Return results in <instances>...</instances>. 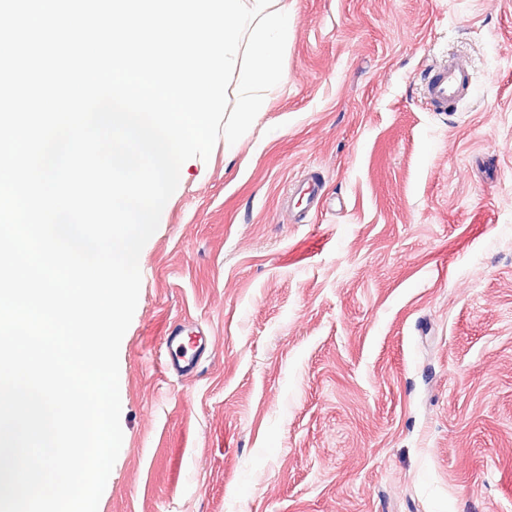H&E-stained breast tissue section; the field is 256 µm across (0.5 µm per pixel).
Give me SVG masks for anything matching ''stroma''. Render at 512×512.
I'll return each mask as SVG.
<instances>
[{
    "label": "stroma",
    "instance_id": "35a3bbf8",
    "mask_svg": "<svg viewBox=\"0 0 512 512\" xmlns=\"http://www.w3.org/2000/svg\"><path fill=\"white\" fill-rule=\"evenodd\" d=\"M284 2L287 82L141 252L98 512H512V0ZM471 83L466 65L443 60L425 78V99L435 112H454L464 99ZM165 347L168 357L162 362V367L184 376L197 370L205 343L200 332L189 331L175 324L165 338Z\"/></svg>",
    "mask_w": 512,
    "mask_h": 512
}]
</instances>
